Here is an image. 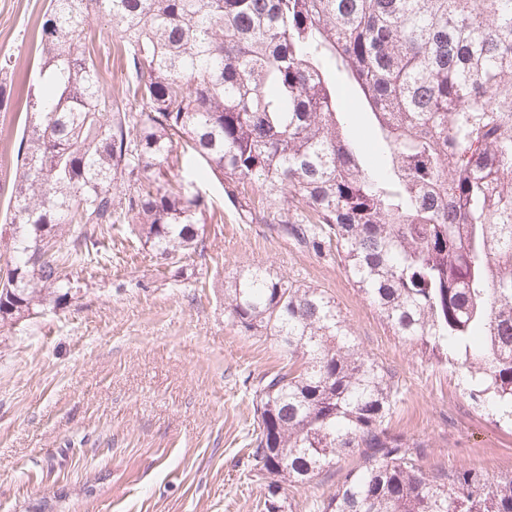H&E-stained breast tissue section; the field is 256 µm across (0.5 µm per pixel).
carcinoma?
<instances>
[{
	"instance_id": "obj_1",
	"label": "carcinoma",
	"mask_w": 512,
	"mask_h": 512,
	"mask_svg": "<svg viewBox=\"0 0 512 512\" xmlns=\"http://www.w3.org/2000/svg\"><path fill=\"white\" fill-rule=\"evenodd\" d=\"M105 21L126 76L100 88ZM13 161L0 321L71 292L114 224L160 256L204 254L203 184L246 224L336 252L421 357L470 373L512 421V0H48ZM371 111L368 156L336 80ZM14 96L0 58V110ZM224 312L288 368L252 393L248 457L284 485L356 458L308 512H512V477L430 472L394 432L398 385L317 288L247 266Z\"/></svg>"
}]
</instances>
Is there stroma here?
<instances>
[{"label":"stroma","mask_w":512,"mask_h":512,"mask_svg":"<svg viewBox=\"0 0 512 512\" xmlns=\"http://www.w3.org/2000/svg\"><path fill=\"white\" fill-rule=\"evenodd\" d=\"M48 0H0V56L16 67L17 105L0 111L11 140L39 62ZM206 251L161 259L117 225L67 300L0 323V512H261L252 471V390L287 364L271 336L224 315V281L249 265L321 289L360 349L398 383L394 430L428 442L427 469L512 475V426L470 399L467 373L420 360L354 286L335 255L243 223L205 183ZM343 459L285 488L293 512L334 493Z\"/></svg>","instance_id":"1"}]
</instances>
